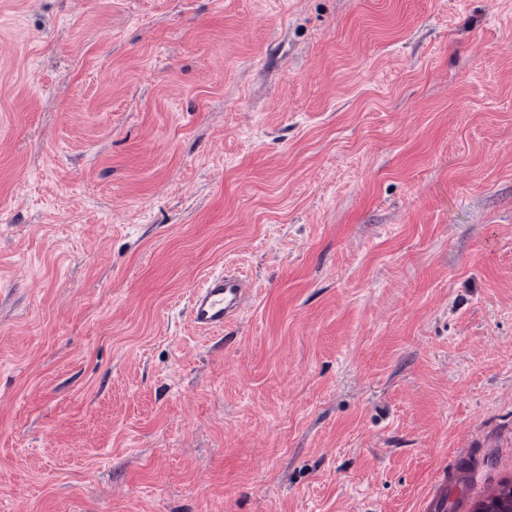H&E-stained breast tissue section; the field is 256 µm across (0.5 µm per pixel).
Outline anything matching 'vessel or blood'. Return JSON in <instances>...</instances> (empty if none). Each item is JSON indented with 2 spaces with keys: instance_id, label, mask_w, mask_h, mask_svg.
<instances>
[{
  "instance_id": "b4317fda",
  "label": "vessel or blood",
  "mask_w": 512,
  "mask_h": 512,
  "mask_svg": "<svg viewBox=\"0 0 512 512\" xmlns=\"http://www.w3.org/2000/svg\"><path fill=\"white\" fill-rule=\"evenodd\" d=\"M251 297L246 279L234 271L207 273L192 289L188 315L199 329L220 332L240 316Z\"/></svg>"
}]
</instances>
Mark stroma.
Instances as JSON below:
<instances>
[{"label":"stroma","instance_id":"obj_1","mask_svg":"<svg viewBox=\"0 0 512 512\" xmlns=\"http://www.w3.org/2000/svg\"><path fill=\"white\" fill-rule=\"evenodd\" d=\"M464 461L512 480V0H0V512H430ZM251 297L246 279L235 271L209 272L192 289L188 315L199 329L221 332L240 316Z\"/></svg>","mask_w":512,"mask_h":512}]
</instances>
